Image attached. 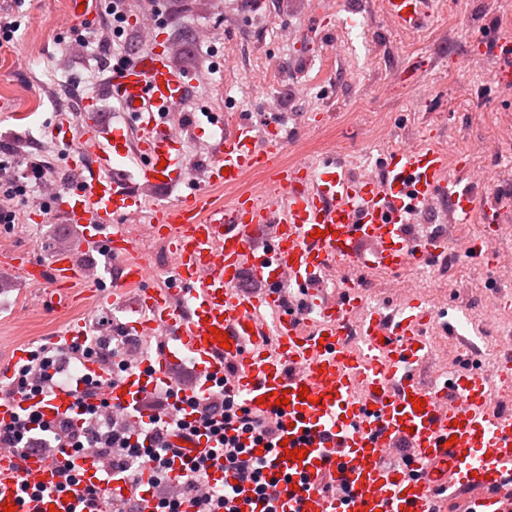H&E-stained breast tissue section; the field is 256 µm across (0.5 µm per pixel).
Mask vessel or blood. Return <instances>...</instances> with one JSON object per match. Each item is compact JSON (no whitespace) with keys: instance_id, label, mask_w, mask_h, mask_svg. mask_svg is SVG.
<instances>
[{"instance_id":"obj_1","label":"vessel or blood","mask_w":512,"mask_h":512,"mask_svg":"<svg viewBox=\"0 0 512 512\" xmlns=\"http://www.w3.org/2000/svg\"><path fill=\"white\" fill-rule=\"evenodd\" d=\"M387 16L408 31L428 19L429 0H385ZM107 88L137 124V135L102 132L92 118L70 143L75 177L56 196L62 223L82 229L85 247L113 261L109 279L88 277L67 254L35 259L28 251L0 250V266L22 282L49 284L56 308L69 304L75 284L97 294L137 289L145 318L130 330L158 339L155 363L106 383L102 396L131 427L149 410L132 414L168 384L177 350L190 353L199 375L226 380L230 394L267 417L276 445L253 448L278 473L303 478L273 501L257 499L249 481L219 467L209 485L230 487L233 512H512V414L497 402L512 392V363L494 376L453 375L428 385L413 367L429 356L427 326L433 311L418 294L387 317L368 308L356 281L338 298L323 295L325 273L343 265L402 274L434 258L446 239L415 238L408 228L432 203L451 224L470 223L490 207L449 175L448 155L435 146L384 153L377 172L349 177L335 154L298 155L281 165L288 148L277 122L228 125L214 145L200 185L178 201L143 212L139 193L125 185L119 163L135 159L140 179L154 191L184 180L188 163L171 116L190 98L193 82L165 49L151 45L114 70ZM233 195L218 202L213 189ZM146 218L174 257L168 287H148L152 270L132 259L133 219ZM297 287L298 303L288 298ZM227 334L228 347L209 341L210 329ZM82 324L67 322L54 337L60 347L81 344ZM307 399H300V387ZM288 402L276 405L274 392ZM423 400L414 410L415 400ZM69 388L39 398L46 421L70 412ZM303 451L296 459L292 450ZM79 484L64 486L60 463L39 455L19 458L0 448V507L15 512H80L84 485L96 481L97 458L81 456ZM330 492H323V485Z\"/></svg>"}]
</instances>
